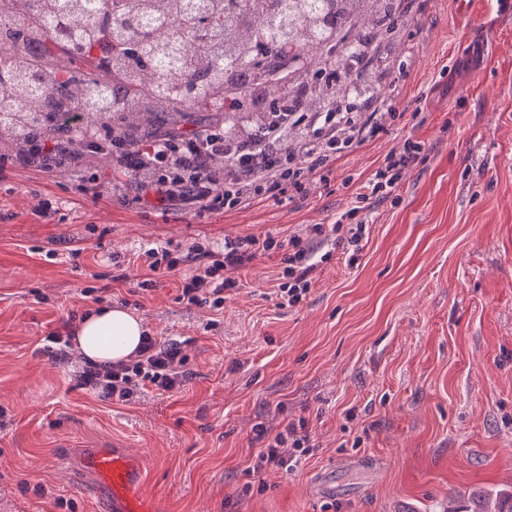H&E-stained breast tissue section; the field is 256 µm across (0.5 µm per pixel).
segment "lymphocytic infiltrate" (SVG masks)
I'll return each mask as SVG.
<instances>
[{"label": "lymphocytic infiltrate", "instance_id": "f902f5d3", "mask_svg": "<svg viewBox=\"0 0 512 512\" xmlns=\"http://www.w3.org/2000/svg\"><path fill=\"white\" fill-rule=\"evenodd\" d=\"M243 133L233 149L224 147L223 127H190L174 138L148 139L139 143L113 142L108 125L78 132L83 148L62 151L55 136L38 143H25L19 152H0V167L35 168L63 176L85 187L86 199L97 202L118 197L163 211L180 210L203 218L245 208L272 192L287 189L302 192L316 186L317 179L333 164L381 134L388 133L400 117V103L391 96L373 95L365 112H339L320 106L306 112L289 111L287 105H272L257 96L246 106ZM99 151L113 158L112 174L89 172L85 158ZM429 148L413 137L399 139L385 154L381 165L359 183L347 209L330 224H309L280 240L277 236L249 234L225 236L223 243H194L186 247L167 244L144 247L137 253L147 272L140 282L151 292L161 277L190 266L180 282L178 301L210 311L224 309V296L239 285L238 273L258 257L280 253L281 272L277 294L283 303L300 304L311 291L317 269V245L327 242L357 259L375 205L395 200L407 174L423 163ZM76 328L66 323L63 331L49 334L55 344V359L81 360L76 373L80 386L98 397L121 403L139 400L147 391L171 392L188 378V358L181 342L145 335L129 359L97 364L82 361L73 339ZM256 438L262 446L254 458L253 471L284 468L312 448L305 419L286 423L272 433L259 424Z\"/></svg>", "mask_w": 512, "mask_h": 512}]
</instances>
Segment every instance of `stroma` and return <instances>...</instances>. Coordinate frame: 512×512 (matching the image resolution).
<instances>
[{
  "mask_svg": "<svg viewBox=\"0 0 512 512\" xmlns=\"http://www.w3.org/2000/svg\"><path fill=\"white\" fill-rule=\"evenodd\" d=\"M419 3L389 55L403 73L379 88L404 116L302 202L195 219L0 169V512H105L106 489L81 466L100 445L140 464L161 512H442L452 498L465 512L512 494V12ZM402 136L425 141L427 160L399 201L375 207L357 261L332 250L300 305L277 304L276 254L240 272L216 316L178 302L175 275L137 294L139 245L332 223L354 190L347 177L366 179ZM42 199L64 208L43 218ZM89 286L184 342L183 388L112 403L52 359L46 336L92 308ZM299 417L313 452L250 473L254 425ZM358 458L372 468L351 467ZM322 474L336 497L312 494Z\"/></svg>",
  "mask_w": 512,
  "mask_h": 512,
  "instance_id": "obj_1",
  "label": "stroma"
}]
</instances>
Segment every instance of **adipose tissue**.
Instances as JSON below:
<instances>
[{
  "instance_id": "obj_1",
  "label": "adipose tissue",
  "mask_w": 512,
  "mask_h": 512,
  "mask_svg": "<svg viewBox=\"0 0 512 512\" xmlns=\"http://www.w3.org/2000/svg\"><path fill=\"white\" fill-rule=\"evenodd\" d=\"M143 333L140 320L126 308L106 306L80 323L75 345L91 362H117L136 350Z\"/></svg>"
}]
</instances>
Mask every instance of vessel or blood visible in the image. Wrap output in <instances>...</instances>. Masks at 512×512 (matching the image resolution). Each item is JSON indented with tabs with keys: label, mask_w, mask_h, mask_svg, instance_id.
Returning a JSON list of instances; mask_svg holds the SVG:
<instances>
[{
	"label": "vessel or blood",
	"mask_w": 512,
	"mask_h": 512,
	"mask_svg": "<svg viewBox=\"0 0 512 512\" xmlns=\"http://www.w3.org/2000/svg\"><path fill=\"white\" fill-rule=\"evenodd\" d=\"M81 464L110 492L114 512H155L144 491L142 471L134 462L109 448H91Z\"/></svg>",
	"instance_id": "vessel-or-blood-1"
}]
</instances>
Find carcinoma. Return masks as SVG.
Here are the masks:
<instances>
[{"instance_id": "1", "label": "carcinoma", "mask_w": 512, "mask_h": 512, "mask_svg": "<svg viewBox=\"0 0 512 512\" xmlns=\"http://www.w3.org/2000/svg\"><path fill=\"white\" fill-rule=\"evenodd\" d=\"M404 0H0V74L10 79L0 87V147L13 136L16 113L25 101H38L46 112H64L75 99L83 102L80 125L110 118L130 139L157 131L158 115L180 127L186 115L208 110L210 100L228 94L250 101L260 87L258 71L294 51L299 34L319 49L312 61L316 78L332 65L327 47L352 59L378 54L405 24ZM168 24L162 27L160 17ZM112 23L113 37L134 47L148 69L125 76H100L90 50L89 30L98 19ZM261 26L271 36L269 55L259 66H243L245 78L227 72L225 58L246 54L243 30ZM280 100L302 109L307 100L292 80L281 84ZM135 99L140 123L114 112L116 102ZM240 117L224 113V141L239 133Z\"/></svg>"}]
</instances>
